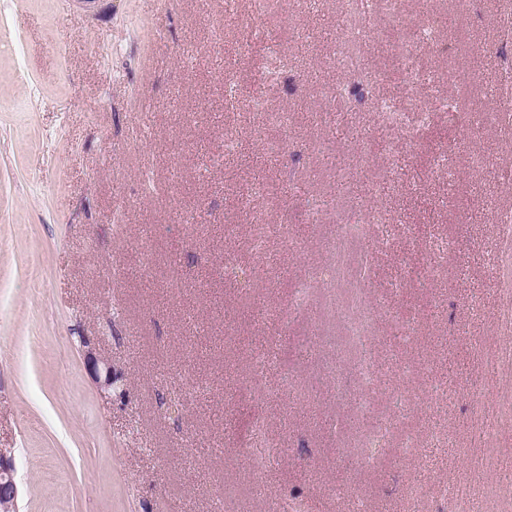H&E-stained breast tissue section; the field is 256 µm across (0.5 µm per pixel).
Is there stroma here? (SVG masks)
Returning <instances> with one entry per match:
<instances>
[{
  "instance_id": "1",
  "label": "stroma",
  "mask_w": 512,
  "mask_h": 512,
  "mask_svg": "<svg viewBox=\"0 0 512 512\" xmlns=\"http://www.w3.org/2000/svg\"><path fill=\"white\" fill-rule=\"evenodd\" d=\"M418 10L374 0L366 37L368 79L404 110L401 80L376 76ZM428 11L413 76L431 121L382 155L371 101L345 104L343 0H0V452L18 512H456L461 488L470 512H512V418L474 430L477 403L512 399V360L483 353L512 348L494 231L512 134L492 112L512 0ZM248 17L286 61L276 81L241 52ZM327 148L359 184L337 192ZM340 224L362 226L367 278H334ZM260 407L278 453L259 466L242 442ZM87 362L92 365L95 377L98 380L101 389L109 391L112 385L118 380V376L112 370V365L107 361L100 360L93 349H88L86 354ZM100 364L102 367L100 368ZM103 373V377H102Z\"/></svg>"
}]
</instances>
